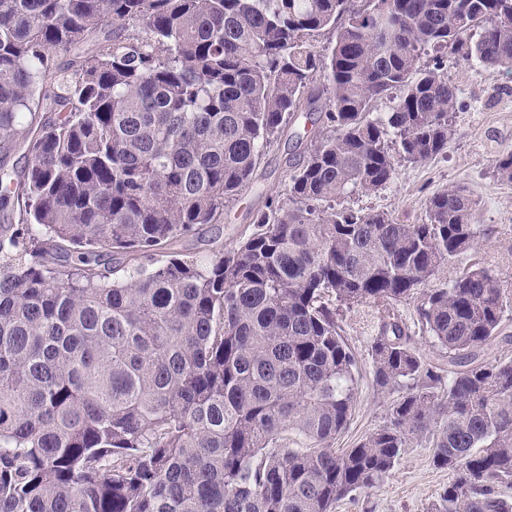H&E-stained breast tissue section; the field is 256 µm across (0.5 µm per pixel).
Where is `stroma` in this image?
<instances>
[{"mask_svg":"<svg viewBox=\"0 0 512 512\" xmlns=\"http://www.w3.org/2000/svg\"><path fill=\"white\" fill-rule=\"evenodd\" d=\"M448 76L459 87V102L451 114L454 136L447 152L423 162L403 163L385 188L351 194L345 203L355 209L386 212L403 224H418L433 194L450 187L465 188L478 201L479 223L487 230L471 258L512 285V181L497 178L494 169L496 158L512 150V71L488 74L452 65ZM317 131V126L303 118L289 125L279 149L263 157L260 179L225 208L223 223L204 226L199 234L180 242L179 251L205 263L215 251L233 247L267 196L285 192L290 163L299 160ZM343 321L345 336L358 359L359 393L348 428L336 438L339 451L355 447L382 426L390 404L375 394L371 384L368 342L378 330L376 309L368 305L352 308L344 311ZM448 479L447 470L434 465L428 444L419 442L402 452L378 487L353 493L337 504L336 512H431Z\"/></svg>","mask_w":512,"mask_h":512,"instance_id":"35a3bbf8","label":"stroma"}]
</instances>
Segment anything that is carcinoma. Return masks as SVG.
Returning a JSON list of instances; mask_svg holds the SVG:
<instances>
[{
    "mask_svg": "<svg viewBox=\"0 0 512 512\" xmlns=\"http://www.w3.org/2000/svg\"><path fill=\"white\" fill-rule=\"evenodd\" d=\"M447 59L512 70V0H0V512H335L418 441L450 475L432 512H512V359L484 358L512 289L476 265L434 285L477 203H340L448 150ZM300 114L321 130L286 192L207 266L174 251ZM363 304L374 392L402 395L338 452ZM416 305L417 301L413 299L399 303L395 306V314L404 323L405 327L408 328V333L413 337L420 353L428 362L436 366L441 364L443 353L437 347L432 346L428 334L421 330V326L417 321Z\"/></svg>",
    "mask_w": 512,
    "mask_h": 512,
    "instance_id": "carcinoma-1",
    "label": "carcinoma"
}]
</instances>
